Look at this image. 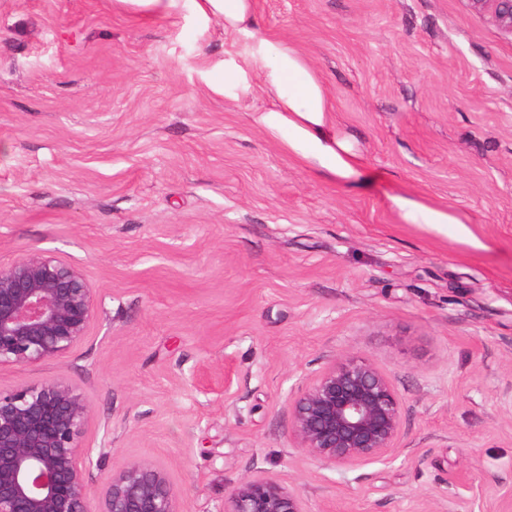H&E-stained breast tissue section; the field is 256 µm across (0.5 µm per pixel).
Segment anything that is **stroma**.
I'll return each mask as SVG.
<instances>
[{"label": "stroma", "mask_w": 512, "mask_h": 512, "mask_svg": "<svg viewBox=\"0 0 512 512\" xmlns=\"http://www.w3.org/2000/svg\"><path fill=\"white\" fill-rule=\"evenodd\" d=\"M365 160L320 179L250 121L260 84L208 85L245 38L180 0H0V266L40 251L96 297L69 353L0 367V391L64 379L82 436L164 467L181 512H224L250 475L308 512H512V34L468 0H255ZM406 190L484 242L404 223ZM403 401L399 453L310 459L290 402L340 356ZM179 0H114L113 5L154 19L170 17Z\"/></svg>", "instance_id": "obj_1"}]
</instances>
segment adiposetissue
<instances>
[{
  "mask_svg": "<svg viewBox=\"0 0 512 512\" xmlns=\"http://www.w3.org/2000/svg\"><path fill=\"white\" fill-rule=\"evenodd\" d=\"M192 2L199 16L223 20L225 29L252 41L247 62L236 57L225 60L223 73L211 78V88L238 92L250 76H257L270 102L254 112L253 124L306 169L339 184L357 183L363 158L337 139L332 107L322 83L296 49L258 35L254 0ZM388 202L406 223L422 224L441 234L451 230L460 241L476 248L481 245L465 221L446 208L424 203L404 191L390 194Z\"/></svg>",
  "mask_w": 512,
  "mask_h": 512,
  "instance_id": "obj_1",
  "label": "adipose tissue"
}]
</instances>
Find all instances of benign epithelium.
Listing matches in <instances>:
<instances>
[{"instance_id":"7a95c632","label":"benign epithelium","mask_w":512,"mask_h":512,"mask_svg":"<svg viewBox=\"0 0 512 512\" xmlns=\"http://www.w3.org/2000/svg\"><path fill=\"white\" fill-rule=\"evenodd\" d=\"M512 34V0H469ZM94 292L82 273L29 252L0 266V366L66 354L88 333ZM403 402L371 363L340 357L291 403L292 435L308 457L332 466L382 461L398 451ZM90 406L63 379L0 392V512H179L166 471L133 463L109 474L96 494L85 478L92 449L81 444ZM225 512H307L299 491L249 476Z\"/></svg>"}]
</instances>
